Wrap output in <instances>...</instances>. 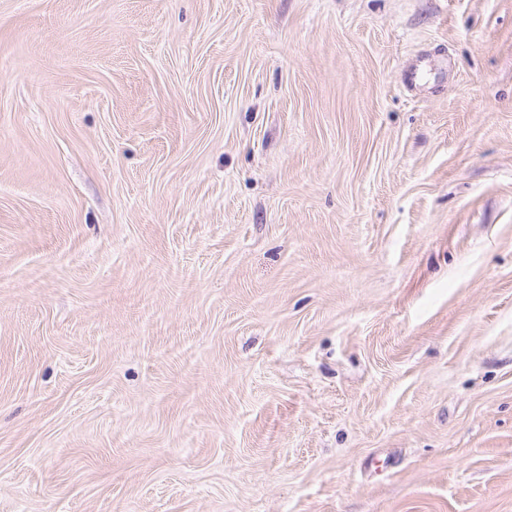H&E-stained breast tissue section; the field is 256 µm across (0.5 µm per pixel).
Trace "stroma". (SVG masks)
Wrapping results in <instances>:
<instances>
[{"label":"stroma","mask_w":512,"mask_h":512,"mask_svg":"<svg viewBox=\"0 0 512 512\" xmlns=\"http://www.w3.org/2000/svg\"><path fill=\"white\" fill-rule=\"evenodd\" d=\"M0 512H512V0H0Z\"/></svg>","instance_id":"obj_1"}]
</instances>
